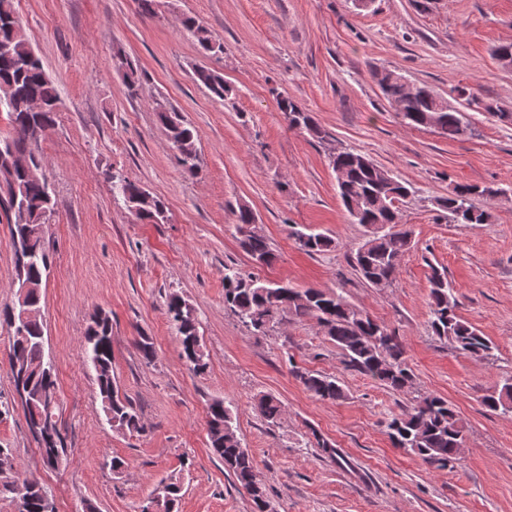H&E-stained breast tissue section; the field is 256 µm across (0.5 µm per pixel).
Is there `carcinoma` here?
<instances>
[{"mask_svg":"<svg viewBox=\"0 0 512 512\" xmlns=\"http://www.w3.org/2000/svg\"><path fill=\"white\" fill-rule=\"evenodd\" d=\"M182 25L196 40L201 51L215 56L223 45L213 41L208 30L196 18L186 16ZM493 56L506 71H512V41L493 48ZM195 81L220 100L228 96L230 87L224 77L208 68L195 69ZM381 92L396 115L408 126L429 128L435 120L436 133L452 141L471 134V122L462 108L454 106L433 88L422 85L411 94L402 75L386 70L377 74ZM58 91L47 75L41 59L29 43L23 22L16 12L14 0H0V114H6L8 131L0 134V143L13 152L30 158L41 156L40 142L54 128L59 112ZM277 106L289 126L305 130L311 137L323 140L327 133L311 113L288 97H277ZM157 121L165 130L174 156L185 174L194 177L200 170L197 143L199 132L185 116L174 108L157 104ZM333 169L342 172L337 182L338 195L349 217L364 228L362 241L350 252V260L359 278L373 288H387L396 281L402 257L414 247L412 232L402 222L401 205L413 196L407 183L394 178L366 155L351 149L329 157ZM112 196L143 223L163 224L167 220L165 204L139 184L120 173L106 172ZM504 190L490 186L456 184L448 196L437 199L440 210L448 213L453 224H488L489 210L475 204L482 197L493 200ZM54 210V192L50 183L34 180L20 171L11 175L0 169V217L9 225L11 241H24L28 248L15 255V263L23 264L24 278L42 285L50 267V245L44 243L47 220ZM236 233L239 243L251 259L262 266L277 260L268 239L256 224L252 209L241 204L236 211ZM291 237L298 249L307 254H320L335 247V241L323 234L293 227ZM224 307L247 328L267 334L285 322L315 321L341 356L344 368L379 381L387 388L403 392L414 384V373L407 362L405 348L396 331L373 319L366 311L349 303L337 291L316 288L297 289L262 281L242 273L232 265L224 266ZM455 289L445 272L431 267L429 277L428 327L437 340L455 349L488 357L491 342L468 321L458 315ZM167 308L179 335L182 357L194 371L206 368L205 359L196 355L199 320L195 308L181 295L168 296ZM0 323L11 335L10 350L27 364L29 374L22 377L10 370L14 389L30 387V395L55 390L56 368L45 351V325L40 320H21L19 311L0 308ZM112 320L100 312L88 325L83 345V363L94 371L101 410L108 424L130 435L143 430L141 418L127 397L114 396L116 384L112 375ZM290 371L315 398L340 402L347 394L341 381L318 371L290 363ZM483 405L493 413L512 414V378L500 388L485 395ZM257 412L268 422L281 419V401L272 394H262L254 403ZM56 405L33 401L24 410L27 423L40 420L58 427ZM389 438L395 447L420 457L426 464L444 469L457 459V444L465 442V427L447 399L426 394L412 406L386 421ZM208 436L213 453L224 464L238 485L250 491L256 472L255 462L242 447L237 435L232 405L213 401L208 409ZM63 449L60 434L39 445L45 466L59 467L58 454ZM27 486L21 512H55L52 495L39 480L16 476L0 480V497L17 494L18 485ZM156 491L163 497L164 512H177L182 485L175 478L164 479Z\"/></svg>","mask_w":512,"mask_h":512,"instance_id":"1","label":"carcinoma"}]
</instances>
